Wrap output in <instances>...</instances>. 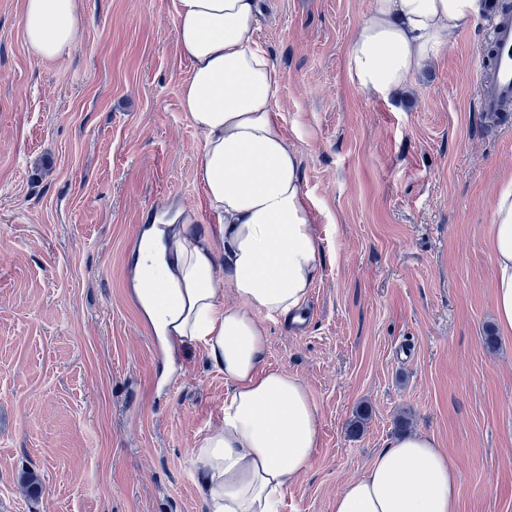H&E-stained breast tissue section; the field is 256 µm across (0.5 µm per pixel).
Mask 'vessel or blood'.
<instances>
[{"instance_id": "b4317fda", "label": "vessel or blood", "mask_w": 512, "mask_h": 512, "mask_svg": "<svg viewBox=\"0 0 512 512\" xmlns=\"http://www.w3.org/2000/svg\"><path fill=\"white\" fill-rule=\"evenodd\" d=\"M489 44L477 82L481 110L493 113L512 101V12L497 4L489 12Z\"/></svg>"}]
</instances>
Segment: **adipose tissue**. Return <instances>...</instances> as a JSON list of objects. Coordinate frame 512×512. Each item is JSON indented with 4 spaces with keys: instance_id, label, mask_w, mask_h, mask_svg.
Segmentation results:
<instances>
[{
    "instance_id": "obj_1",
    "label": "adipose tissue",
    "mask_w": 512,
    "mask_h": 512,
    "mask_svg": "<svg viewBox=\"0 0 512 512\" xmlns=\"http://www.w3.org/2000/svg\"><path fill=\"white\" fill-rule=\"evenodd\" d=\"M485 0H373L355 29L350 81L387 100L480 21ZM260 0H175L177 39L192 68L181 103L203 143L196 178L219 215L216 235L189 219L147 230L133 288L166 357L201 345L232 389L194 464L207 512H280L319 443L303 381L264 364L269 325L299 316L321 262L301 151L275 110L281 73L256 38ZM23 32L39 61L78 41L79 0H24ZM493 309L512 334V179L492 204ZM460 474L427 434L406 433L349 481L332 512H458Z\"/></svg>"
}]
</instances>
